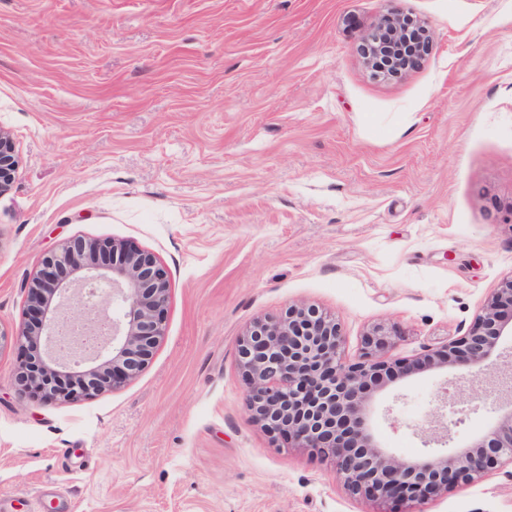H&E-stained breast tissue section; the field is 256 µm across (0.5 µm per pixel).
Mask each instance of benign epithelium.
<instances>
[{
	"instance_id": "benign-epithelium-1",
	"label": "benign epithelium",
	"mask_w": 512,
	"mask_h": 512,
	"mask_svg": "<svg viewBox=\"0 0 512 512\" xmlns=\"http://www.w3.org/2000/svg\"><path fill=\"white\" fill-rule=\"evenodd\" d=\"M398 19L387 14L368 29L360 53L400 63L407 42ZM18 168L16 144L0 130V195ZM170 290L167 268L148 250L82 236L63 242L24 285L26 305L14 334L24 355L18 394L33 385L48 404L76 402L135 379L165 337ZM506 334L512 335V274L466 331L420 354L394 357L397 331L378 324L349 358L336 318L308 306L254 322L238 341L237 365L252 422L332 465L345 490L376 505L375 512H398L494 474L512 476V361L487 364ZM448 368L475 380L487 374L498 385L484 432L462 448L447 447L448 413L463 417L481 405L445 390L417 427L427 449L404 458L382 446L372 425L373 394L398 379Z\"/></svg>"
}]
</instances>
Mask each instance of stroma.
Masks as SVG:
<instances>
[{
  "label": "stroma",
  "instance_id": "1",
  "mask_svg": "<svg viewBox=\"0 0 512 512\" xmlns=\"http://www.w3.org/2000/svg\"><path fill=\"white\" fill-rule=\"evenodd\" d=\"M391 8L429 50L379 80L358 44ZM0 130L20 157L0 330L75 235L134 243L171 279L166 337L120 389L44 404L0 348V512H369L250 421L239 337L314 305L347 356L377 324L412 356L512 274V0H0ZM453 376L377 394L382 443L419 453ZM423 510L512 512V477Z\"/></svg>",
  "mask_w": 512,
  "mask_h": 512
}]
</instances>
